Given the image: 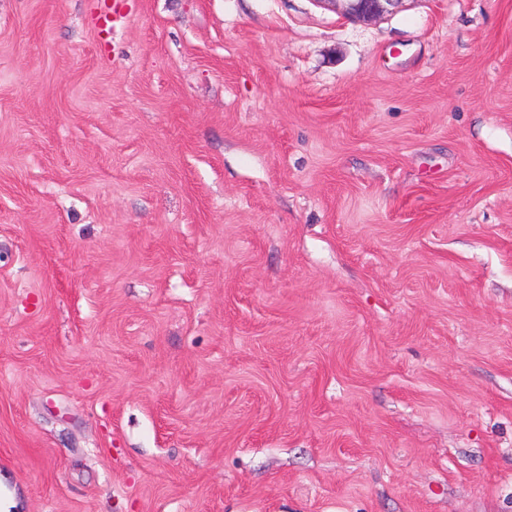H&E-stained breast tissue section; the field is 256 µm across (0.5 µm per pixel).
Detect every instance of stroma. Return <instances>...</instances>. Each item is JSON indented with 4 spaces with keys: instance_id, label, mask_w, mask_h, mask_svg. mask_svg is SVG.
Here are the masks:
<instances>
[{
    "instance_id": "35a3bbf8",
    "label": "stroma",
    "mask_w": 512,
    "mask_h": 512,
    "mask_svg": "<svg viewBox=\"0 0 512 512\" xmlns=\"http://www.w3.org/2000/svg\"><path fill=\"white\" fill-rule=\"evenodd\" d=\"M0 512H512V0H0ZM405 0H316L318 4L339 10L346 18L372 21L396 12Z\"/></svg>"
}]
</instances>
